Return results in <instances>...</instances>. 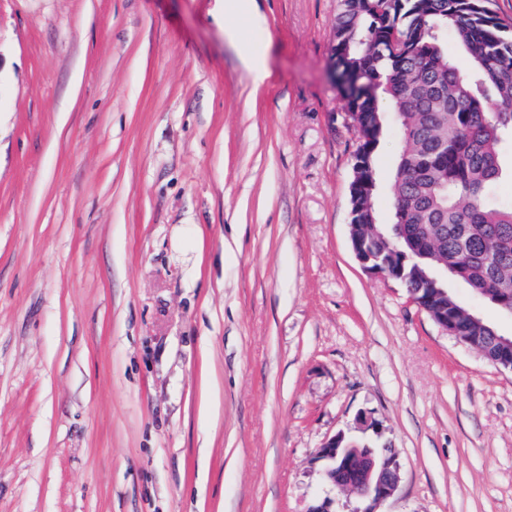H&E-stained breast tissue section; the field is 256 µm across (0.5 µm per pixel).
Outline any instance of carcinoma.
Returning <instances> with one entry per match:
<instances>
[{
	"label": "carcinoma",
	"instance_id": "carcinoma-1",
	"mask_svg": "<svg viewBox=\"0 0 512 512\" xmlns=\"http://www.w3.org/2000/svg\"><path fill=\"white\" fill-rule=\"evenodd\" d=\"M491 2L340 0L332 62L359 140L350 223H378L375 154L389 134L401 137L392 223L408 225L422 249L406 262L388 257L385 272L413 295L436 296L456 334L502 368L512 354L499 352L496 327L465 314L455 292H492L500 312L501 302L512 304V203L496 192L512 173L503 162L512 144V25ZM449 31L464 66L448 56Z\"/></svg>",
	"mask_w": 512,
	"mask_h": 512
}]
</instances>
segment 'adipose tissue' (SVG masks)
<instances>
[{
  "mask_svg": "<svg viewBox=\"0 0 512 512\" xmlns=\"http://www.w3.org/2000/svg\"><path fill=\"white\" fill-rule=\"evenodd\" d=\"M254 2L255 0H216L220 14L226 20L224 36L234 46L242 70L250 79L253 90L257 91L269 77L265 51L247 41L231 22L233 16L246 12L253 23H261V16L254 11Z\"/></svg>",
  "mask_w": 512,
  "mask_h": 512,
  "instance_id": "ef3b65f1",
  "label": "adipose tissue"
}]
</instances>
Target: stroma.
Segmentation results:
<instances>
[{"label": "stroma", "instance_id": "obj_1", "mask_svg": "<svg viewBox=\"0 0 512 512\" xmlns=\"http://www.w3.org/2000/svg\"><path fill=\"white\" fill-rule=\"evenodd\" d=\"M0 0V512H512V372L350 241L339 0ZM219 6L220 14L223 16L224 38H226L235 48L244 73L248 76L252 85V92H258L268 79L270 73L265 61V51L247 41L240 33L239 29L226 21L235 15L247 11L252 22L262 23V17L255 11V0H215ZM343 434L335 435L317 452V459L326 463L325 481L340 490L355 492L369 506L358 512H375L372 505L394 493L399 476L391 456L382 457L372 451L350 452Z\"/></svg>", "mask_w": 512, "mask_h": 512}]
</instances>
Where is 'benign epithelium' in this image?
Returning <instances> with one entry per match:
<instances>
[{
	"label": "benign epithelium",
	"instance_id": "benign-epithelium-1",
	"mask_svg": "<svg viewBox=\"0 0 512 512\" xmlns=\"http://www.w3.org/2000/svg\"><path fill=\"white\" fill-rule=\"evenodd\" d=\"M351 245L358 260L366 269L383 273L384 260L372 254L353 237ZM345 436L338 434L328 440L317 452V459L325 462L323 476L332 487L356 493L369 506L360 512H374L372 505L394 493L399 476L392 458L365 450L351 452L344 445Z\"/></svg>",
	"mask_w": 512,
	"mask_h": 512
}]
</instances>
